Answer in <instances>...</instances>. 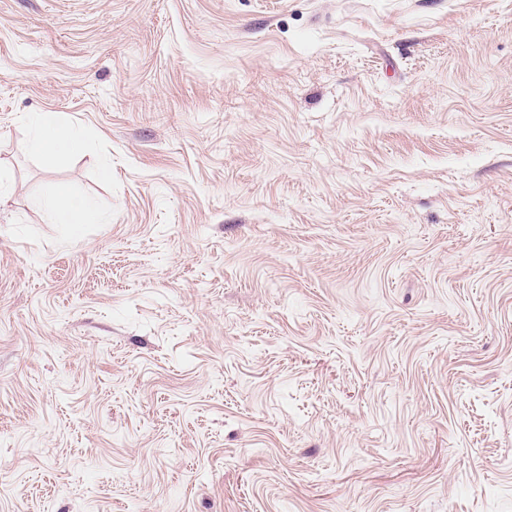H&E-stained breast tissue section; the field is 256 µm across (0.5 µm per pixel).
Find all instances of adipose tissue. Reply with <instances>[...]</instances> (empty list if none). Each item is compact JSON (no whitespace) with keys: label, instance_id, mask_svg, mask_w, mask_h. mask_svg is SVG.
I'll list each match as a JSON object with an SVG mask.
<instances>
[{"label":"adipose tissue","instance_id":"1","mask_svg":"<svg viewBox=\"0 0 512 512\" xmlns=\"http://www.w3.org/2000/svg\"><path fill=\"white\" fill-rule=\"evenodd\" d=\"M33 133L27 141L30 155L46 158H69L84 152L86 142L81 130L55 112H37L31 117ZM54 223L71 230L97 223L100 214L88 201L76 198L62 183L52 184L41 200Z\"/></svg>","mask_w":512,"mask_h":512}]
</instances>
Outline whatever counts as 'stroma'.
Masks as SVG:
<instances>
[{
	"instance_id": "stroma-1",
	"label": "stroma",
	"mask_w": 512,
	"mask_h": 512,
	"mask_svg": "<svg viewBox=\"0 0 512 512\" xmlns=\"http://www.w3.org/2000/svg\"><path fill=\"white\" fill-rule=\"evenodd\" d=\"M0 180V512H512V0H0ZM33 133L27 141L30 155L46 158H69L84 152L86 142L81 130L56 112H37L31 116ZM56 224L78 231L83 224H96L100 219L97 209L88 201L76 198L62 183L52 184L41 200Z\"/></svg>"
}]
</instances>
